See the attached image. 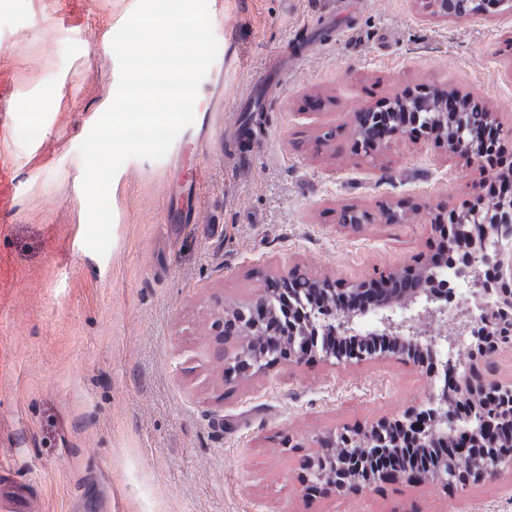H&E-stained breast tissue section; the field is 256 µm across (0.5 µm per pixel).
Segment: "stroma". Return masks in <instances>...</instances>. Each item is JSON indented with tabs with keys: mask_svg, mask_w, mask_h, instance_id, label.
<instances>
[{
	"mask_svg": "<svg viewBox=\"0 0 512 512\" xmlns=\"http://www.w3.org/2000/svg\"><path fill=\"white\" fill-rule=\"evenodd\" d=\"M137 0H0V512H512V472L441 488L309 493L304 462L344 428L425 400L427 366L311 359L225 379L219 307L296 271L356 283L441 251L426 223L483 176L413 134L358 154L357 110L447 88L512 126V15L439 20L420 0H208L224 68L158 160L110 187L112 241L84 244L79 146L112 103L104 29ZM266 81L272 104L240 102ZM36 135H29L31 126ZM420 218L390 224L380 212ZM351 208L372 213L355 234ZM191 217L173 224L169 214Z\"/></svg>",
	"mask_w": 512,
	"mask_h": 512,
	"instance_id": "stroma-1",
	"label": "stroma"
}]
</instances>
